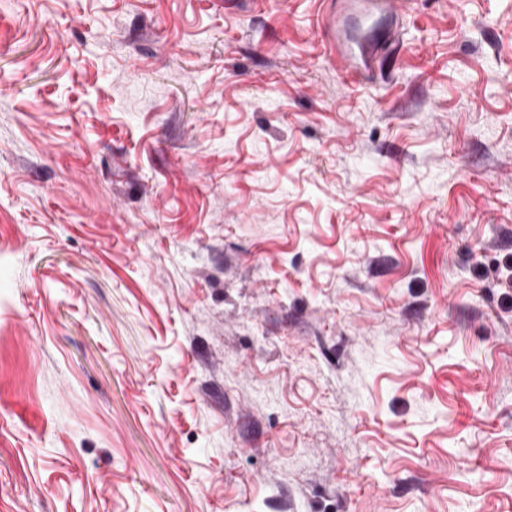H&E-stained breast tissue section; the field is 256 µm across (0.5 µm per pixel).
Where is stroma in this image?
I'll return each mask as SVG.
<instances>
[{
  "mask_svg": "<svg viewBox=\"0 0 512 512\" xmlns=\"http://www.w3.org/2000/svg\"><path fill=\"white\" fill-rule=\"evenodd\" d=\"M0 0V512H512V0ZM338 10H329L323 19L327 48L341 63L340 69L350 80L362 81L382 75L393 49L399 41L394 23L398 9L394 0H346ZM357 10L368 21L363 32L351 33L346 14Z\"/></svg>",
  "mask_w": 512,
  "mask_h": 512,
  "instance_id": "obj_1",
  "label": "stroma"
}]
</instances>
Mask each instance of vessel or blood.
I'll return each mask as SVG.
<instances>
[{
    "label": "vessel or blood",
    "instance_id": "b4317fda",
    "mask_svg": "<svg viewBox=\"0 0 512 512\" xmlns=\"http://www.w3.org/2000/svg\"><path fill=\"white\" fill-rule=\"evenodd\" d=\"M394 0H344L323 27L327 48L344 76L354 81L381 75L399 41Z\"/></svg>",
    "mask_w": 512,
    "mask_h": 512
}]
</instances>
